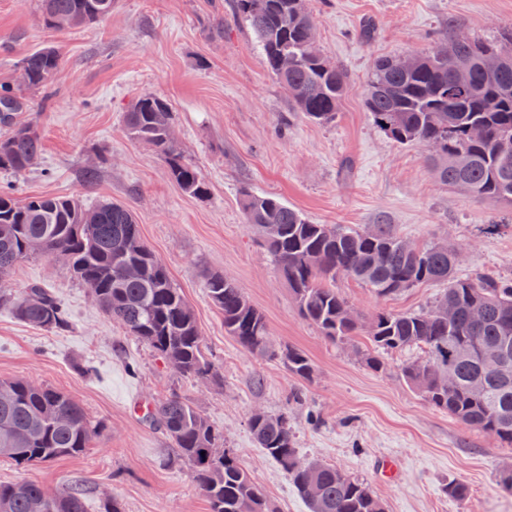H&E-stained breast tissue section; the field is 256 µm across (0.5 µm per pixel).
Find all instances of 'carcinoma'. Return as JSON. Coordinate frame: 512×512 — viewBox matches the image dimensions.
Wrapping results in <instances>:
<instances>
[{
  "label": "carcinoma",
  "instance_id": "carcinoma-1",
  "mask_svg": "<svg viewBox=\"0 0 512 512\" xmlns=\"http://www.w3.org/2000/svg\"><path fill=\"white\" fill-rule=\"evenodd\" d=\"M46 27L89 25L112 13V0H39ZM255 34L268 70L304 116L317 123L336 119L349 83L346 71L309 46L315 24L307 0H237ZM501 60L490 71L485 61ZM292 64L284 66V59ZM59 54L42 47L22 59V84L44 89L59 68ZM466 70L468 84L456 85ZM25 99L0 93V172L22 175L37 160L39 132L15 122ZM364 106L373 124L400 145L431 150L430 164L444 185L486 202L512 204V28L490 39L446 41L403 68L395 59L375 62ZM126 136L152 147L168 176L186 194L201 198L207 184L181 156L171 131L166 100L144 95L123 114ZM242 214L254 227L288 282L300 315L335 344L357 333L372 351L363 360L384 369L381 355L412 347L421 361L399 367L403 380L433 407L512 447V278L458 272L461 251L445 242L412 246L381 220L359 231L338 224H314L273 194L241 191ZM84 205L63 196L19 199L0 193V278L35 256L59 259L80 283L96 284L94 299L125 334L147 345L184 378L218 379L195 313L167 267L143 242L139 225L124 205H97V224L82 222ZM346 277L368 285L382 298L424 283L443 286L427 309L358 315L336 288ZM204 288L224 316V331L256 356L279 357L298 380L309 382L314 367L300 349H272L263 313L237 283L221 272L206 274ZM0 304L34 327L54 330L68 320L58 298L33 285L13 294L0 289ZM0 458L18 467L82 454L100 438L83 407L69 395L27 379L0 383ZM146 421L163 431L178 458L192 467L209 512H275L262 490L224 447L214 428L184 396L173 393L153 404ZM249 429L259 447L275 459L308 504L309 512H384L371 487L347 472L300 455L288 413L254 412ZM28 480L0 481V512H86L85 493L68 487L54 494Z\"/></svg>",
  "mask_w": 512,
  "mask_h": 512
}]
</instances>
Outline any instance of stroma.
<instances>
[{"label":"stroma","instance_id":"obj_1","mask_svg":"<svg viewBox=\"0 0 512 512\" xmlns=\"http://www.w3.org/2000/svg\"><path fill=\"white\" fill-rule=\"evenodd\" d=\"M37 5L0 0V86L26 99L16 120L37 128L43 146L26 175L0 173V191L21 199L73 197L89 208L128 205L142 239L192 306L222 379L179 378L125 335L63 263L23 261L8 288H51L70 324L40 330L0 308V381L24 378L67 393L103 434L76 457L28 470L0 462V481L28 479L51 491L80 486L87 512H99L107 496L126 512H208L189 467L135 410L176 390L223 430L241 467L279 512L308 509L280 465L256 446L248 419L257 410L288 411L302 455L366 482L385 512H512V493L499 483L512 465V447L432 407L403 382L399 365L419 350L386 355L385 369L375 372L360 355L366 337L339 348L301 318L239 202L246 186L279 196L318 224L365 229L382 218L410 243L444 240L464 248L461 272L512 277V223L504 221L512 211L437 181L426 150L386 138L362 96L378 57L425 53L447 35L483 38L512 28V0H308L316 50L343 67L350 83L332 124L297 112L236 0H115L103 20L61 32L42 26ZM43 46L57 49V73L47 89H25L19 62ZM143 94L170 104L175 141L203 175L206 199L184 193L152 148L125 135L123 114ZM92 167L98 178L89 183L84 172ZM211 271L243 289L275 344L308 355L310 382H299L279 360L252 356L225 334L203 287ZM336 287L365 316L416 310L440 291L425 284L383 299L351 279ZM385 461L395 465V478L381 473ZM452 482L467 485L468 496L446 493Z\"/></svg>","mask_w":512,"mask_h":512}]
</instances>
